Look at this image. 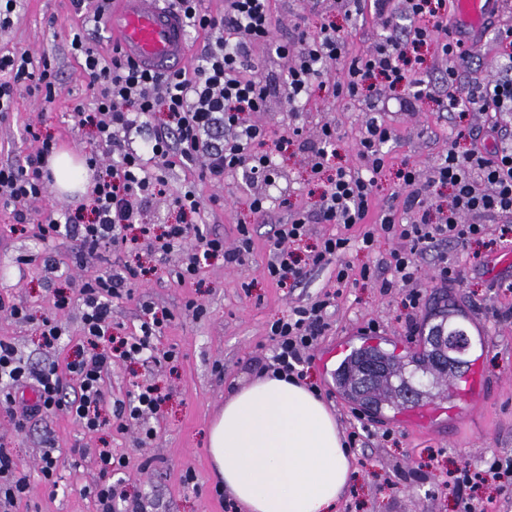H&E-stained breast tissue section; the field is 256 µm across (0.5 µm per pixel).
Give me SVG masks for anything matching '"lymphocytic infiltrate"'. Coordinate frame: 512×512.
I'll list each match as a JSON object with an SVG mask.
<instances>
[{
	"label": "lymphocytic infiltrate",
	"instance_id": "lymphocytic-infiltrate-1",
	"mask_svg": "<svg viewBox=\"0 0 512 512\" xmlns=\"http://www.w3.org/2000/svg\"><path fill=\"white\" fill-rule=\"evenodd\" d=\"M169 2L185 16L191 32L206 38L197 59L175 70L147 69L121 59L117 51L101 52L90 46L89 30L78 28L71 34V52L83 60L94 104L90 111L75 106L73 119L90 131L93 148L87 163L96 175L88 203L65 210L61 218L48 219L39 225L38 236L44 241L70 239L77 264L95 260L110 271L83 281L76 297L63 293L54 297L55 310H67L76 302L82 313L86 344L77 348L66 367L50 362L31 369L16 346L0 341V398L16 430H24L32 417L63 410L87 432H97L106 423L103 382L113 358L149 360L156 354L151 338L171 319L166 308L143 302L138 336L115 337L110 332L113 299L121 296L129 281L149 273L140 262L141 253L162 259L180 254L174 275L181 283L194 279L202 259L220 257L234 266L251 255L252 225L238 224L229 245L221 235L203 236V204L194 182H185L178 193L169 191L174 167L199 165L217 185L223 184L225 174H242L252 188L249 209L256 218H265L274 208L283 212L264 268L277 286L296 288L309 267L335 264L332 288L269 325L272 368L288 376L303 377L304 364L330 327L328 310L343 289L361 280L376 284L385 294L402 289L406 332L413 336L423 300L415 287L422 275L420 258L432 255L434 278L448 288L459 284L462 274L449 262L446 245L512 244V143L500 139L504 121L512 117V27L502 24L499 14H490L486 28L507 47L499 57L500 77L463 85L460 74L470 68L476 52L451 36L449 0H348L349 12L370 15L383 30L353 55L346 51L342 30L334 21L323 19L316 35L308 36L304 18H289L287 11L276 9L275 0H224L219 11L204 7L203 0ZM284 28L290 35L286 41L277 37ZM429 45L436 46L443 62L439 76L448 92L438 101L442 111L462 116L478 112L485 122L479 130L456 123L454 140L428 174L401 163L396 201L386 208H377L375 198L379 179L391 163L385 146L395 133L383 120L373 116L366 121L357 141L361 165L351 169L330 165L338 139L335 123H322L308 138L297 128L272 135L252 119L272 97L284 98L295 112L322 89L348 100L370 96L375 79L395 92L400 111L417 112L429 96L430 72L420 54ZM281 59L287 60V67L274 71V62ZM2 72L9 78L0 80L1 117L13 111L18 91L50 104L60 89L50 63L35 65L20 50L0 53ZM219 130L225 137L218 142L213 134ZM25 132L36 149L22 160L0 166V206L13 208L19 224L29 221L24 203L48 195L53 181L48 163L56 148L51 135L32 126ZM489 137L497 141L490 150L484 145ZM461 140L467 143L462 152L457 149ZM294 142L306 153L312 178L327 182L312 208L293 203L287 195L270 206L268 194L259 190L260 185L273 183L279 154ZM441 187L448 190L444 203L436 199ZM165 194L172 197L173 222L159 230L142 223L143 206ZM485 214L496 217L495 229L481 224ZM315 224H337L341 230L321 235L308 252H301L300 245ZM359 224L364 227L359 237L348 236V229ZM379 235L395 244L385 267L389 276H382L375 266L356 271L342 261L352 241L369 252ZM192 236L203 237V254L186 251L185 243ZM67 376L73 389L64 385ZM24 386L33 389L35 399L20 405L15 394ZM162 401L156 388L137 386L117 412L120 427L144 422L157 413ZM93 457L98 469L94 496L100 512H114L123 496L114 477L127 461L108 448L95 449ZM490 483L512 499L511 456H495L481 466L462 465L448 471L443 481L453 489L460 512H475L481 489Z\"/></svg>",
	"mask_w": 512,
	"mask_h": 512
}]
</instances>
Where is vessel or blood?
I'll return each mask as SVG.
<instances>
[{"label": "vessel or blood", "instance_id": "obj_1", "mask_svg": "<svg viewBox=\"0 0 512 512\" xmlns=\"http://www.w3.org/2000/svg\"><path fill=\"white\" fill-rule=\"evenodd\" d=\"M498 0H455V29L475 43ZM105 23L124 57L151 67L180 66L188 59V25L165 0H113Z\"/></svg>", "mask_w": 512, "mask_h": 512}]
</instances>
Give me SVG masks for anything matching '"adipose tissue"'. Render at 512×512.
Instances as JSON below:
<instances>
[{"instance_id": "obj_1", "label": "adipose tissue", "mask_w": 512, "mask_h": 512, "mask_svg": "<svg viewBox=\"0 0 512 512\" xmlns=\"http://www.w3.org/2000/svg\"><path fill=\"white\" fill-rule=\"evenodd\" d=\"M208 451L242 512H335L352 477L342 435L322 400L269 371L225 399L209 427Z\"/></svg>"}]
</instances>
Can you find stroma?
<instances>
[{
  "instance_id": "stroma-1",
  "label": "stroma",
  "mask_w": 512,
  "mask_h": 512,
  "mask_svg": "<svg viewBox=\"0 0 512 512\" xmlns=\"http://www.w3.org/2000/svg\"><path fill=\"white\" fill-rule=\"evenodd\" d=\"M80 21L71 0H21L11 27L0 31V48L25 51L36 62L49 59L61 79L54 104L41 107L39 100L24 93L14 111L0 120V164L34 151V142L24 132L30 124L55 137L59 148L77 158L89 154L87 133L72 118L75 105L87 100L81 61L68 44L71 27ZM379 94L382 104L377 111L397 134L390 145L393 165L384 172L377 191L383 201L397 189L395 164L405 160L429 172L448 147L456 115L438 111L429 100L420 112L409 115L389 103L387 89H380ZM367 115L365 103L337 100L320 90L296 112L289 111L284 99H270L266 111L256 113L254 119L278 135L292 125L311 129L317 123L334 121L339 134L334 163L355 168L360 164L357 140ZM277 163L276 181L268 187V194L286 193L313 205L316 197L309 192L305 153L289 146ZM186 180L194 181L202 200L215 195L223 199V206L207 214L205 228L233 242L238 222L251 217L242 174L225 175L219 186L201 178L195 168L179 166L170 176L175 188ZM86 200L81 193L62 198L49 193L28 205L31 224L24 228L16 224L12 210L0 207V297L23 302L33 317L32 322L20 323L0 311V339L12 342L35 370L46 360L37 323L51 315L55 293H73L82 279L103 270L95 262L77 266L69 240L41 241L37 227L47 218L58 217L62 206L74 207ZM256 229L254 249L244 265L228 266L212 259L201 263L195 280L182 284L171 273L180 259L175 253L149 280L131 282L129 294L113 299L112 333L116 336L138 334L141 300L170 309L173 316L153 343L158 350H174L177 360L159 365L113 359L105 376L108 395L103 414L108 422L99 432L84 431L62 410L31 419L19 431L0 410V446L11 450L18 470L30 481L27 498L13 512H97L90 492L97 470L92 459L83 456L86 448H109L125 457L128 466L121 475V487L126 501H139L142 512H224L214 493L217 481L206 444L209 424L230 391L240 381L257 377L270 363V323L292 306L315 299L334 275L333 266L328 265L311 270L298 288L276 287L263 275L272 244L271 227L260 223ZM447 251L449 261L461 268L463 281L448 290L439 288L433 280L432 258H421L423 275L417 286L428 302L419 316L421 333L428 330L437 307L453 305L490 386L478 410L444 414L426 425L411 426L402 411L357 419L354 402L336 385V369L346 353L369 341L401 350L419 346L422 338L421 333L410 336L405 332L399 290L384 294L370 282L344 289L308 370L310 382L317 385L343 433L368 431L364 444L352 450L356 471L335 512H458L452 491L441 485L446 470L465 462L481 464L493 454L512 455V323H499L487 315L490 307L512 306V293L497 288L498 282L512 281V265H499L493 253L482 264L474 259L472 249L451 245ZM192 302L204 306L202 316L189 310ZM137 384L156 386L165 397L158 413L148 420L154 437L146 442L140 441L136 427L119 429L112 418ZM49 445L62 461L53 487L37 474L39 459ZM188 473L194 474L193 483L185 482Z\"/></svg>"
}]
</instances>
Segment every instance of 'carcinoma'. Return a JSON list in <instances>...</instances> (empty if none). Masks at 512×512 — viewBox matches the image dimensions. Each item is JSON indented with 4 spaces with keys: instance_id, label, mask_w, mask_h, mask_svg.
<instances>
[{
    "instance_id": "cac0c4a2",
    "label": "carcinoma",
    "mask_w": 512,
    "mask_h": 512,
    "mask_svg": "<svg viewBox=\"0 0 512 512\" xmlns=\"http://www.w3.org/2000/svg\"><path fill=\"white\" fill-rule=\"evenodd\" d=\"M457 317L448 308L434 314L436 323L429 327L423 346L414 351L397 354L379 345L354 351L337 369V384L363 408L379 414L441 397L443 392L437 386L442 378L462 375L467 366L464 355L472 348L469 339L456 349L440 344L443 335H467ZM369 363L384 365L385 372L369 380L363 378L362 369Z\"/></svg>"
}]
</instances>
